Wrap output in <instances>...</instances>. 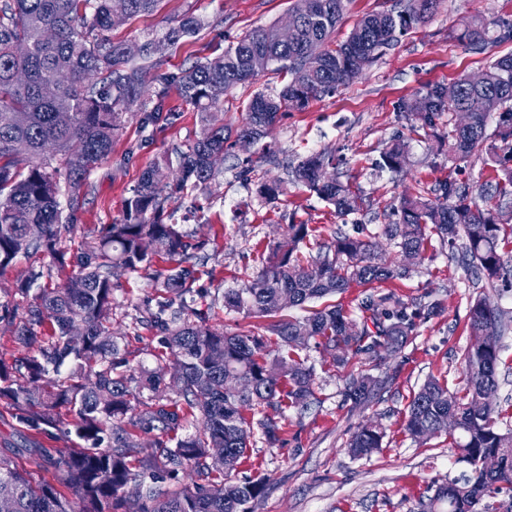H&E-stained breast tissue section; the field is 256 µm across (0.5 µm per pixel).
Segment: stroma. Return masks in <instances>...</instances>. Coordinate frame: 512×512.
Returning <instances> with one entry per match:
<instances>
[{
  "instance_id": "stroma-1",
  "label": "stroma",
  "mask_w": 512,
  "mask_h": 512,
  "mask_svg": "<svg viewBox=\"0 0 512 512\" xmlns=\"http://www.w3.org/2000/svg\"><path fill=\"white\" fill-rule=\"evenodd\" d=\"M294 0H161L154 12L133 17L115 27L118 41H141L174 26L186 13L202 22L198 35L170 48L160 70L178 74L193 63L223 54L243 32L257 26L283 23ZM479 15L491 21L512 17V0H439L424 23L401 37L371 66L335 94L291 108L272 128L268 141L275 161L257 159L249 177H241L235 158H225L215 180L173 202L174 219L190 242L216 241L217 253L207 261L187 300L209 313L212 324L231 333L264 336L269 319L226 310L224 292L247 285L275 246L287 245V226L303 222L317 241L330 240L334 231L352 224H388L401 196L452 178L478 191L495 183L498 165L474 158L457 170L448 148L432 135H414L411 122L398 105L427 84H448L458 76L483 70L496 57L512 52V42L490 43L480 49L458 39L464 24ZM287 75L265 72L255 84L233 89L224 98V122L239 126L243 109L255 89L280 90ZM165 107L179 115L169 126L146 124L141 114L127 117L109 158L91 171L89 187L75 212L77 230L68 241L77 252L90 230L121 218L124 204L143 172L163 164L176 147H185L201 132L197 110L176 88H169ZM408 145V160L399 173L373 169L392 139ZM331 153L339 169L373 204L372 213L337 216L333 207L306 188L287 181L285 165L312 153ZM284 181L278 199L259 197L260 183ZM424 263L409 279L376 283L378 294L393 293L439 301V315L418 325L401 352L360 354L344 369L315 347L303 350L314 372V399L307 411L285 410L283 443L268 444L255 435L241 465L245 474L265 481V490L252 504L253 512H420L423 500L438 484L458 475L456 450L447 434L421 444L403 433L402 412L425 380L435 377L457 389L462 376L461 354L470 343L468 311L477 297L512 314V290L492 287L476 277L447 249L433 244ZM112 292V331L119 338L132 368L156 365V343L145 305L156 292L145 272L121 273ZM367 372L385 380L378 403L352 408L342 390L349 375ZM385 431L383 444L371 457L352 458L346 442L366 421ZM71 438L60 426L36 430L21 423L13 404L0 400V453L14 456L18 465L33 468L38 449L67 452Z\"/></svg>"
}]
</instances>
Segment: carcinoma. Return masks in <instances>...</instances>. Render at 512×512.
<instances>
[{"instance_id": "obj_1", "label": "carcinoma", "mask_w": 512, "mask_h": 512, "mask_svg": "<svg viewBox=\"0 0 512 512\" xmlns=\"http://www.w3.org/2000/svg\"><path fill=\"white\" fill-rule=\"evenodd\" d=\"M160 0H0V271L20 255L36 254L42 269L19 281L26 296L40 279L45 282L25 317L15 322L10 310L0 321L14 326L12 336L23 356L9 363L0 358V398L21 410L19 420L36 429L56 424L55 411L66 407L73 415L66 433L77 445L66 454L41 449L37 468L62 477L63 486L79 501L73 506L53 483L20 469L0 455V498L11 501L12 512H250L247 504L261 496L264 482L239 471L245 458L252 422L244 411L261 414L257 424L272 443L282 440V407L303 411L313 392V368L300 352L314 341L344 368L351 357L383 349L396 353L413 336L419 323L439 314V303L395 294H368L359 308L367 323L348 332L353 320L336 304H328L299 320L270 325L271 336L230 334L210 323L203 312L189 311L186 295L198 270L191 244L179 225L171 222L165 203L216 175L210 158L227 154L236 140L254 143L290 107L336 92L348 84L415 25L433 13L437 0H398L389 9L362 16L345 40L330 39L342 22L349 0H295L290 8L299 22V39L283 45L276 25L255 27L214 59L197 62L176 76L159 74L169 47L195 35L201 22L183 18L161 37L141 44L112 38L114 14L124 19L153 12ZM56 33L45 42L42 33ZM461 38L471 47L512 41V19L489 23L475 17ZM25 43L24 57L13 53ZM274 67L291 80L273 93L258 90L245 107L236 131L224 126V96L250 84ZM484 84L469 76L455 81L457 96L448 101L443 86L428 85L402 101L399 110L411 117L410 131H429L448 140V155L459 167L479 156L484 144L497 137L506 152L494 157L503 177L474 195L454 180L438 183L432 194L404 195L398 221L382 225V236L400 259L388 262L382 246L366 224L356 234L336 233L319 246L307 263L298 256L309 237V225H288L289 248L273 250L250 285L224 292V307L254 317H271L286 307L343 294L354 285L402 281L423 263L432 236L450 247L460 246L466 265L491 282L512 276V53L486 68ZM161 84L157 102L147 111L148 123L173 124L176 113L164 111L166 85L177 83L180 95L200 113V136L178 157L173 182L158 179L160 167L145 171L126 200L123 217L104 224L84 243L74 260L61 248L72 237V209L87 186L92 168L112 153V144L125 125V116L138 105L149 79ZM465 110L470 122L439 132L444 113ZM71 115L62 125L57 116ZM496 119L494 135L487 133ZM24 140L27 154L14 144ZM406 144L396 141L375 163L379 171L398 172ZM333 158L313 153L286 168L289 182L300 184L333 205L345 217L361 210L362 198L349 183L326 175ZM67 194V206L60 197ZM152 271L159 294L156 309H148L158 343L178 367V398L141 399V388L157 389L168 374L163 354L158 366L136 375L119 356L112 335V279L119 272ZM83 287L75 289L71 282ZM290 296L283 303V295ZM472 342L462 353L463 386L455 391L435 379L426 381L405 411L403 429L419 443L435 435L434 426L454 422L445 433L458 450L460 475L437 487L422 512H512L497 496L512 493V430L497 428V404L487 401L497 391L503 338L512 331V317L486 298L469 308ZM77 368L67 376L60 369L69 361ZM238 374L244 386L224 391V374ZM382 381L369 374L346 378L344 401L367 407L380 395ZM199 412L201 426L185 436L187 415L179 401ZM272 409L269 414L266 409ZM150 434L143 446L126 426ZM379 424L368 421L351 435L352 457L369 456L381 446ZM224 454V470L209 467L212 456ZM142 465L141 479L151 485L128 491L133 461ZM195 476L193 487L158 492L154 484L183 471Z\"/></svg>"}]
</instances>
